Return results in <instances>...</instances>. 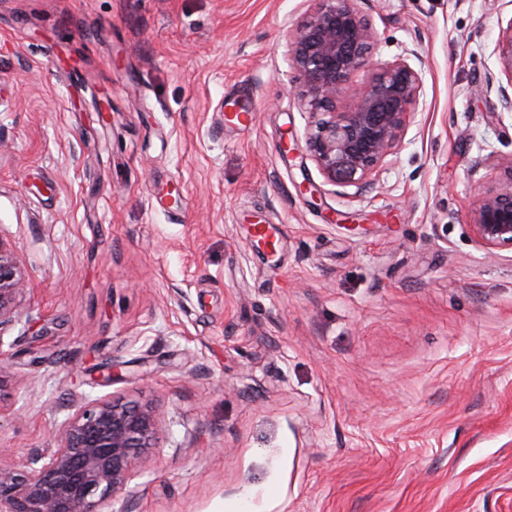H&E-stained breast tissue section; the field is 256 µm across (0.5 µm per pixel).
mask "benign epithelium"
I'll list each match as a JSON object with an SVG mask.
<instances>
[{
	"instance_id": "benign-epithelium-1",
	"label": "benign epithelium",
	"mask_w": 512,
	"mask_h": 512,
	"mask_svg": "<svg viewBox=\"0 0 512 512\" xmlns=\"http://www.w3.org/2000/svg\"><path fill=\"white\" fill-rule=\"evenodd\" d=\"M314 2L291 44L300 97L321 115L306 137V156L329 184L362 189L402 146L421 95V69L407 57L381 63L368 85L337 107L351 76L368 63L374 32L361 0ZM493 54L506 78L497 86L500 105L511 112L512 20L499 30ZM498 169L497 182L471 208L476 242L489 253L512 250V155ZM25 295L21 262L0 238V327L18 318ZM158 426L156 411L135 401H79L40 466L0 465V512H108L127 492L140 456L157 447Z\"/></svg>"
}]
</instances>
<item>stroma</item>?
<instances>
[{"label": "stroma", "mask_w": 512, "mask_h": 512, "mask_svg": "<svg viewBox=\"0 0 512 512\" xmlns=\"http://www.w3.org/2000/svg\"><path fill=\"white\" fill-rule=\"evenodd\" d=\"M361 7L422 95L359 190L280 150L311 121L312 0H0V239L27 288L6 463L110 396L160 416L112 512H512V252L468 218L512 154L488 85L512 0Z\"/></svg>", "instance_id": "1"}]
</instances>
